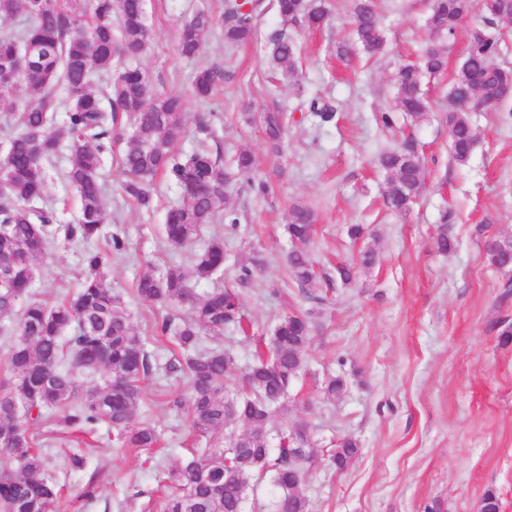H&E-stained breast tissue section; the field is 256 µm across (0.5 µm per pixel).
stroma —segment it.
<instances>
[{"instance_id":"35a3bbf8","label":"stroma","mask_w":512,"mask_h":512,"mask_svg":"<svg viewBox=\"0 0 512 512\" xmlns=\"http://www.w3.org/2000/svg\"><path fill=\"white\" fill-rule=\"evenodd\" d=\"M330 20L321 31L292 29L299 50V82L272 84L264 45L279 29L273 9L257 18L253 40L228 46L220 28L203 39L199 58L178 50L181 27L200 10L220 12L223 0H145L151 39L145 51L122 55L121 64L140 68L152 94L186 96V132L179 153L206 146L231 164L244 146L254 152V176L237 177L231 205L238 222L206 225L205 243L224 237V271L194 284L195 294L214 288L237 290L255 335H269L287 312L307 314L311 343L300 376L272 417L271 433L304 429L312 458L303 491L308 512H481L493 493L499 512H512V295L504 285L512 271L491 266L485 244L512 242V98L473 112L480 132L467 164L449 155L448 128L440 120L449 75L428 79L430 112L407 125L394 107L393 77L414 60L428 39V0H377L385 46L370 57L354 51L346 60L337 49L351 38L349 0H328ZM216 66L226 79L216 95L190 94L198 68ZM330 99L337 113L318 124L302 112L301 101ZM277 102L288 115L281 154L269 151L259 124L244 113L262 112ZM390 114L384 126L382 114ZM207 117L209 130L197 127ZM415 146L424 159L427 188L404 215L389 211L382 198L386 175L381 152ZM125 142H113L102 156L106 184V233L125 241L122 254L107 264L109 283L123 298L140 335H149L156 318L186 316L189 307L138 300L135 282L146 265L158 271L190 270L189 252L170 247L164 237L167 210L182 198L180 188L160 178L152 187L153 207L145 211L125 201L119 188ZM71 161L61 146L58 166L47 177V195L61 205L62 223H74L80 200L63 171ZM313 209L316 223L308 250L317 268L333 273L337 263L356 264L351 283L313 286L304 292L286 265L285 232L291 205ZM455 213L448 235L453 248L440 252L435 238L443 209ZM369 225L372 234L351 240L347 228ZM373 249L374 266H358L360 251ZM263 260L248 287L238 277L252 257ZM81 248L61 241L50 245L35 271L31 294L53 304L80 283ZM344 389L328 398L329 378ZM186 381L155 371L143 384L136 420L154 423L165 453L148 456L112 442L106 431L89 439L87 466L75 471L59 444L46 447L47 467L62 486L74 512H151L170 464L188 456L195 444L185 414L170 405L185 395ZM359 449L344 467L330 461L346 438ZM96 477L99 493L84 500L80 491Z\"/></svg>"}]
</instances>
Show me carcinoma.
<instances>
[{
	"label": "carcinoma",
	"instance_id": "carcinoma-1",
	"mask_svg": "<svg viewBox=\"0 0 512 512\" xmlns=\"http://www.w3.org/2000/svg\"><path fill=\"white\" fill-rule=\"evenodd\" d=\"M82 0H53L49 19L30 0H0V112L8 114L16 132L8 139L11 156L0 170V254H18L25 261L0 279V333L5 342L0 367V451L17 463L15 471H0V503L11 512H56L61 488L45 468L40 432L45 424L54 432L91 434L101 426L115 432L114 441L123 448L151 451L160 447L162 435L148 421L134 422L142 398V383L157 362L147 349L150 342L166 340L180 355L170 358L165 370L185 378L188 391L172 401L186 410L193 434L208 438L232 419L246 425L235 437L229 452L214 445L201 449L168 469L159 512H242L238 489L224 485V463L238 471L243 482L254 474L270 475L281 490L277 512H307L303 482L290 478L288 459L304 447L305 431L283 434L277 455L271 454L268 424L272 413L288 394L290 380L304 364L309 348L310 326L306 316L288 314L275 324L269 341H259L255 362L242 385L229 387L224 377L233 365L232 353L220 346H206L201 333L217 338L232 325L246 332L239 294L231 289H213L192 302L190 316L176 319L168 314L154 322L151 335L138 334L123 311L121 297L106 280L108 256L121 253L124 241L113 235L108 250L96 246L105 224L102 204L101 154L112 141L114 125L124 115L131 130L122 156L120 190L137 206L152 204L150 187L164 176L183 190L181 202L166 216L164 233L173 248L193 243L201 228L213 223L219 208L224 220L237 223L228 190L233 172L207 149L180 155L173 147L185 130L186 112L181 95L162 97L144 94L146 77L137 68H118L105 87L93 89L91 78L112 69L111 49L120 46L145 49L149 31L144 0H93L92 13L79 7ZM480 0H432L430 38L419 60L400 66L394 75L395 108L415 123L428 115L424 80L448 70V51L463 20L479 12ZM282 27L267 40V53L274 68L298 81L297 48L288 28L319 30L327 21L326 0H274ZM264 9L256 0L249 10L234 0H224L219 21L224 42H248L255 21ZM26 12L22 27L12 25L20 11ZM354 41L370 56L384 46L375 0H351ZM180 30L178 46L186 57L200 54L202 38L214 23L206 13L196 14ZM42 42L44 59L18 78L4 75L18 52L27 44ZM353 45V46H355ZM344 45L339 56L351 55ZM502 52L499 39L489 32L469 34L464 58L450 82L443 119L448 126L449 150L453 161L466 164L479 139L470 119L475 107L490 108L503 101V87L512 83V69L486 62ZM224 80L215 66L200 68L193 93L210 97ZM110 107H105L104 102ZM319 123H329L335 107L310 100L303 105ZM66 119L55 124V114ZM268 142L276 147L282 138L287 116L270 108L260 117ZM41 135L34 136L35 132ZM73 153L66 179L77 192L81 212L74 224H59L46 195L47 168L55 165L62 143ZM236 171L254 169L250 149L242 148L235 159ZM379 166L386 173L382 197L385 206L398 214L411 210L423 192L427 174L416 150L407 145L381 154ZM316 222L315 213L301 204L290 207L287 233L291 250L288 271L296 282L308 286L317 278L306 250ZM67 241L83 244L85 266L79 289L49 306L29 298L34 270L47 244L59 233ZM512 248L486 243L491 265L508 269L504 257ZM192 277L207 281L224 270V239L217 236L191 254ZM136 295L150 302L169 303L190 297L188 278L179 267L158 273L147 266L136 280ZM102 369L104 383L88 392L81 380L86 371ZM358 443L348 439L335 449L338 467L357 453Z\"/></svg>",
	"mask_w": 512,
	"mask_h": 512
}]
</instances>
